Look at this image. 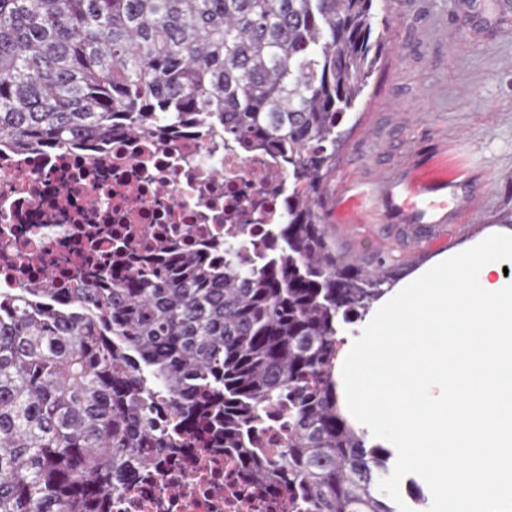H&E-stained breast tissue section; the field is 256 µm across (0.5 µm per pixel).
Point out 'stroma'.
I'll return each instance as SVG.
<instances>
[{
	"instance_id": "35a3bbf8",
	"label": "stroma",
	"mask_w": 512,
	"mask_h": 512,
	"mask_svg": "<svg viewBox=\"0 0 512 512\" xmlns=\"http://www.w3.org/2000/svg\"><path fill=\"white\" fill-rule=\"evenodd\" d=\"M376 30L383 54L319 207L337 252L397 283L490 228L512 227V20L484 0H376ZM400 175L460 181L475 204L438 233L405 228L356 195Z\"/></svg>"
}]
</instances>
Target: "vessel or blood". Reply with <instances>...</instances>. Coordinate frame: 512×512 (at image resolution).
<instances>
[{
  "label": "vessel or blood",
  "instance_id": "b4317fda",
  "mask_svg": "<svg viewBox=\"0 0 512 512\" xmlns=\"http://www.w3.org/2000/svg\"><path fill=\"white\" fill-rule=\"evenodd\" d=\"M385 208L401 213L409 222L436 224L469 210L472 200L462 199L457 184H428L407 177L386 184L382 189Z\"/></svg>",
  "mask_w": 512,
  "mask_h": 512
}]
</instances>
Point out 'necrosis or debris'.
Returning a JSON list of instances; mask_svg holds the SVG:
<instances>
[{"label":"necrosis or debris","instance_id":"1","mask_svg":"<svg viewBox=\"0 0 512 512\" xmlns=\"http://www.w3.org/2000/svg\"><path fill=\"white\" fill-rule=\"evenodd\" d=\"M288 199V157L241 147L217 129L188 124L147 140L116 129L109 141L25 152L0 148V290L51 276L67 288L90 274L83 247L103 258L112 239L158 249L182 233L204 245L224 238L227 221L260 241L280 223ZM152 469L138 471L112 500V512H302L290 482L258 488L222 448L149 449Z\"/></svg>","mask_w":512,"mask_h":512}]
</instances>
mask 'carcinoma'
I'll return each instance as SVG.
<instances>
[{
  "instance_id": "1",
  "label": "carcinoma",
  "mask_w": 512,
  "mask_h": 512,
  "mask_svg": "<svg viewBox=\"0 0 512 512\" xmlns=\"http://www.w3.org/2000/svg\"><path fill=\"white\" fill-rule=\"evenodd\" d=\"M375 0H0V143L135 138L188 121L288 151L268 253L224 225L223 263L186 244L166 275L116 247L110 288L0 293V512H108L141 449L215 442L307 512H397L391 452L336 394L339 324L390 279L336 252L317 197L375 70ZM288 442L259 449L270 423Z\"/></svg>"
}]
</instances>
